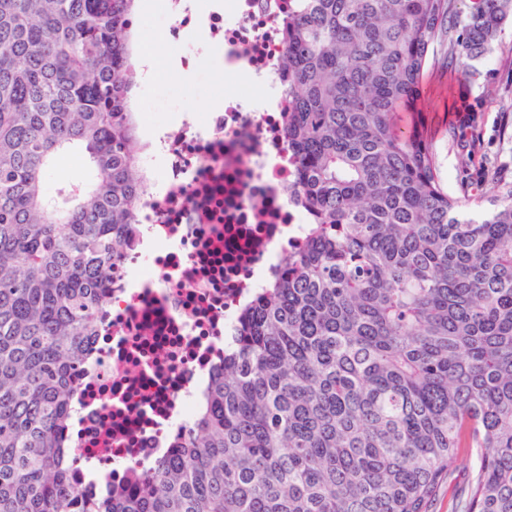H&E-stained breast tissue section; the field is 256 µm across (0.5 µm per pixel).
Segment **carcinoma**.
<instances>
[{
    "label": "carcinoma",
    "instance_id": "1",
    "mask_svg": "<svg viewBox=\"0 0 512 512\" xmlns=\"http://www.w3.org/2000/svg\"><path fill=\"white\" fill-rule=\"evenodd\" d=\"M136 0H0V512H512V189L478 215L423 134L434 45L473 62L512 0H295L283 25L288 193L304 246L240 312L180 445L87 499L64 440L147 185ZM86 185L48 177L69 149ZM476 469V457L467 456L460 463L454 478L448 487V484L441 490L436 499L429 507V512H448L451 508L450 504L452 499L461 498L467 487L468 481Z\"/></svg>",
    "mask_w": 512,
    "mask_h": 512
}]
</instances>
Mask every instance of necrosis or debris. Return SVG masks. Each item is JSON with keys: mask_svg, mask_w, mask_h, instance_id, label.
<instances>
[{"mask_svg": "<svg viewBox=\"0 0 512 512\" xmlns=\"http://www.w3.org/2000/svg\"><path fill=\"white\" fill-rule=\"evenodd\" d=\"M167 46L183 76L209 46L214 67L247 84L204 119L155 128L136 202L138 234L124 250L107 316L77 384L68 448L77 489L170 453L211 368L238 334L239 310L265 284L308 218L286 189L297 171L283 133L282 22L293 0H164Z\"/></svg>", "mask_w": 512, "mask_h": 512, "instance_id": "necrosis-or-debris-1", "label": "necrosis or debris"}]
</instances>
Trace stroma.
Here are the masks:
<instances>
[{
	"instance_id": "stroma-1",
	"label": "stroma",
	"mask_w": 512,
	"mask_h": 512,
	"mask_svg": "<svg viewBox=\"0 0 512 512\" xmlns=\"http://www.w3.org/2000/svg\"><path fill=\"white\" fill-rule=\"evenodd\" d=\"M477 77L447 66L445 46H437L425 67L420 114L401 112L399 126L420 129L431 143L436 166L449 193L467 200L494 196L512 186V23L492 50L476 61ZM229 79L204 66L192 77H180L168 58H161L152 83L139 86L133 99L147 142L154 125L187 112L202 113Z\"/></svg>"
}]
</instances>
